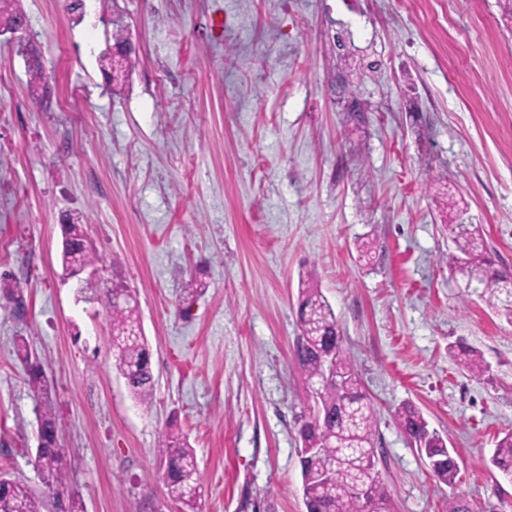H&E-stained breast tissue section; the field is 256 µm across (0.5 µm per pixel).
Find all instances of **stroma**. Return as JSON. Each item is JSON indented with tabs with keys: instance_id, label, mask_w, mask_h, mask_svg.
Here are the masks:
<instances>
[{
	"instance_id": "35a3bbf8",
	"label": "stroma",
	"mask_w": 512,
	"mask_h": 512,
	"mask_svg": "<svg viewBox=\"0 0 512 512\" xmlns=\"http://www.w3.org/2000/svg\"><path fill=\"white\" fill-rule=\"evenodd\" d=\"M19 0L41 51L30 81L0 38V474L47 490L39 424L13 354L25 336L51 381L85 512H179L156 448L187 437L203 512H305L293 362L300 275L313 273L377 409L392 512H512L490 466L512 430V315L448 259L453 205L512 272V22L500 0ZM132 44L110 88L98 56ZM86 214L96 285L137 299L155 381L138 403L107 310L61 263L62 219ZM369 243L368 257L358 246ZM194 274L206 288L183 303ZM477 350L474 375L453 358ZM411 403L454 449L439 483L401 430Z\"/></svg>"
}]
</instances>
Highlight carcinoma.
Returning <instances> with one entry per match:
<instances>
[{
  "mask_svg": "<svg viewBox=\"0 0 512 512\" xmlns=\"http://www.w3.org/2000/svg\"><path fill=\"white\" fill-rule=\"evenodd\" d=\"M15 0H0V28L20 25L25 14L13 5ZM455 242L464 258L468 276L487 285L489 298L504 292L512 296V274L495 270L488 259V247L479 229L472 224H451ZM69 247L62 251V265L70 271L75 265H92L98 258L86 246L83 214H70L64 225ZM93 297L108 311L112 321V348L117 369L125 378L133 397L143 404L151 402L155 381L150 351L145 340L139 308L131 290L119 280L112 289ZM22 289L4 285L0 289V308L15 312L21 307ZM299 334L292 357L299 374L313 397V406L296 419L301 441L299 457L302 495L306 512H390L382 481L371 484L365 497L351 487L376 450L377 411L364 391L358 373L343 348L335 313L315 280L307 275L299 281L297 301ZM14 354L29 372V387L39 403L41 434L35 462L56 512H85L75 491L68 489L69 449L60 440V423L49 402L50 382L24 337L16 339ZM462 367L473 374L484 371L477 351L459 347ZM397 419L404 432L420 450L432 475L452 485L459 466L444 439L428 429L423 415L413 406L398 409ZM169 497L182 505L184 512H199L204 492L198 474L195 450L183 434L172 428L157 448ZM491 464L504 477L512 479V431L497 441ZM44 498L22 482L0 477V512H45Z\"/></svg>",
  "mask_w": 512,
  "mask_h": 512,
  "instance_id": "carcinoma-1",
  "label": "carcinoma"
}]
</instances>
